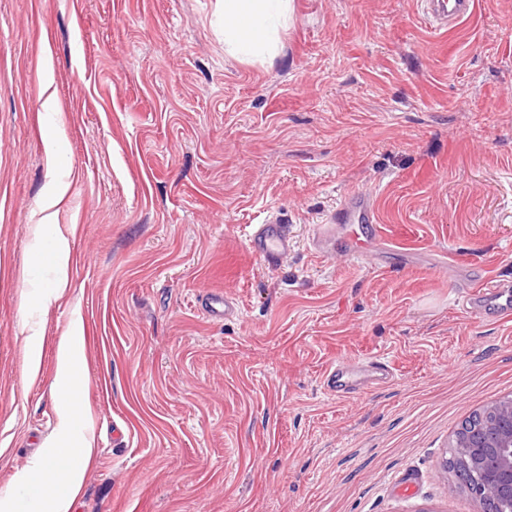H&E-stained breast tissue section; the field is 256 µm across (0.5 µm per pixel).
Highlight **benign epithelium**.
Returning a JSON list of instances; mask_svg holds the SVG:
<instances>
[{
	"label": "benign epithelium",
	"instance_id": "obj_1",
	"mask_svg": "<svg viewBox=\"0 0 512 512\" xmlns=\"http://www.w3.org/2000/svg\"><path fill=\"white\" fill-rule=\"evenodd\" d=\"M462 448L473 463L466 488L477 512H484L486 503L501 500L508 503L507 512H512V400L501 407L496 425L474 431Z\"/></svg>",
	"mask_w": 512,
	"mask_h": 512
}]
</instances>
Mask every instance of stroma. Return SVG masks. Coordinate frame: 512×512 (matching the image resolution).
<instances>
[{
	"instance_id": "35a3bbf8",
	"label": "stroma",
	"mask_w": 512,
	"mask_h": 512,
	"mask_svg": "<svg viewBox=\"0 0 512 512\" xmlns=\"http://www.w3.org/2000/svg\"><path fill=\"white\" fill-rule=\"evenodd\" d=\"M508 17L476 0L433 33L415 0H292L255 58L225 51L221 0H0V497L33 512L15 477L55 429L78 320L95 442L71 512H476L444 461L512 399V321L465 308L512 284ZM55 179L70 287L32 381L30 216ZM351 189L412 226L406 253L311 249ZM270 207L296 240L274 269L240 233ZM213 289L240 317L203 314ZM370 354L391 382L324 392Z\"/></svg>"
}]
</instances>
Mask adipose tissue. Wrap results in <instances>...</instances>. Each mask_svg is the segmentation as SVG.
<instances>
[{"instance_id":"obj_1","label":"adipose tissue","mask_w":512,"mask_h":512,"mask_svg":"<svg viewBox=\"0 0 512 512\" xmlns=\"http://www.w3.org/2000/svg\"><path fill=\"white\" fill-rule=\"evenodd\" d=\"M289 8V0H224L225 46L242 54L271 51L274 22L286 17ZM68 192L67 183L53 181L32 213L34 263L47 272L48 278L33 281L25 303L41 320L69 286V241L55 222ZM84 386L82 336L80 329L75 328L57 344V369L52 382L56 398L55 433L47 442L46 454L16 477L19 485L28 488L48 482L58 484V493L44 501L41 512H71L73 493L91 457L92 437L81 400Z\"/></svg>"}]
</instances>
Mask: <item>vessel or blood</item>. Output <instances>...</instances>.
I'll return each instance as SVG.
<instances>
[{
  "mask_svg": "<svg viewBox=\"0 0 512 512\" xmlns=\"http://www.w3.org/2000/svg\"><path fill=\"white\" fill-rule=\"evenodd\" d=\"M419 7L428 29L435 32L456 27L473 14L476 3L475 0H420ZM243 236L248 252L268 267L277 266L294 248L289 224L274 210L269 211L261 223L246 225ZM405 236L404 227L384 229L372 196L354 190L344 194L323 223L314 226L311 246L316 253L329 254L341 239L349 256L375 262L381 253L402 243ZM468 304L470 310L488 309L499 319L510 320L512 287L498 283L479 288ZM201 305L208 315L218 319L235 318L241 313L239 304L221 291H209ZM364 374L380 383L391 379L394 369L377 358L366 359L358 366L340 359L325 372L323 387L339 396L353 394L361 389L360 377Z\"/></svg>",
  "mask_w": 512,
  "mask_h": 512,
  "instance_id": "vessel-or-blood-1",
  "label": "vessel or blood"
}]
</instances>
